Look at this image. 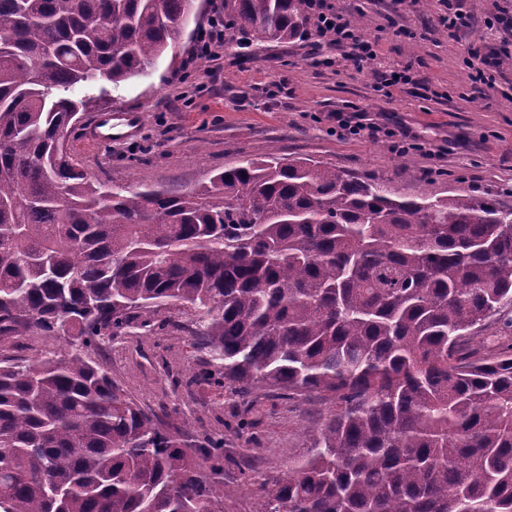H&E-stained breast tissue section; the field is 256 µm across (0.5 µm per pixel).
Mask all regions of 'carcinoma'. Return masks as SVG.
Segmentation results:
<instances>
[{"label": "carcinoma", "instance_id": "carcinoma-1", "mask_svg": "<svg viewBox=\"0 0 512 512\" xmlns=\"http://www.w3.org/2000/svg\"><path fill=\"white\" fill-rule=\"evenodd\" d=\"M193 0H0V512H224V438L186 439L89 356L178 304L240 392L316 393L308 455L251 512H512V344L465 339L512 302V210L415 199L313 161L247 160L191 191L92 180L63 134L174 46ZM305 0H224L240 49ZM50 349L67 351L69 345L63 337L55 338L45 335L21 336L9 350L2 352V355L17 359H31Z\"/></svg>", "mask_w": 512, "mask_h": 512}]
</instances>
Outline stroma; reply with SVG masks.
<instances>
[{
  "mask_svg": "<svg viewBox=\"0 0 512 512\" xmlns=\"http://www.w3.org/2000/svg\"><path fill=\"white\" fill-rule=\"evenodd\" d=\"M362 34L376 43L384 66L411 67L413 84L392 97L374 88V70L360 67L346 47L316 45L300 38L268 44L249 56L223 47L215 61L184 63L196 48L198 30L212 0H195L176 47L145 75L107 91L79 86L74 97L99 96L101 112H138L139 134L112 146L89 145L74 131L77 162L115 185L137 183L192 189L215 172L251 158L303 157L359 176L382 180L404 196L445 198L459 192L492 198L512 209V34L489 36L483 12L458 37L448 35L445 0H335ZM500 56L495 85L487 97L474 92L470 50ZM192 91L190 102L177 98ZM431 96H424V89ZM361 113L380 127L372 138L353 139L334 116ZM392 129L430 146V153L393 152L384 135ZM191 309L172 310L171 324L152 332L114 339L103 357L112 378L142 405L178 408L192 435L219 433L236 459L224 471L225 512H250L258 487L242 480L284 472L311 450L310 431L327 404L313 396L282 399L275 393H241L229 384L194 381L205 367L187 331L176 320ZM243 425H234V418Z\"/></svg>",
  "mask_w": 512,
  "mask_h": 512,
  "instance_id": "1",
  "label": "stroma"
}]
</instances>
